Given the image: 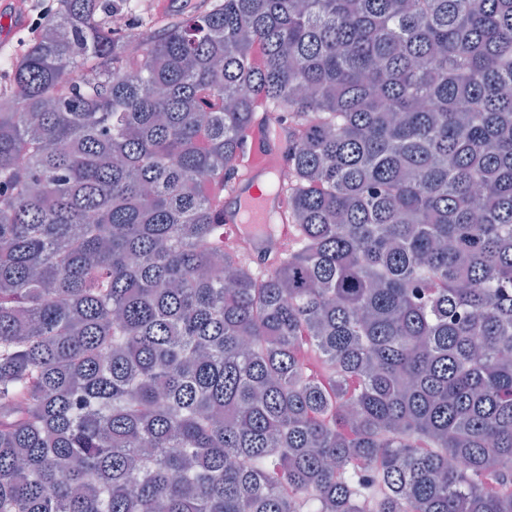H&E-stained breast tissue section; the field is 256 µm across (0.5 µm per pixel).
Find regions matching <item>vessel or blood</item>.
Masks as SVG:
<instances>
[{
  "label": "vessel or blood",
  "instance_id": "obj_1",
  "mask_svg": "<svg viewBox=\"0 0 512 512\" xmlns=\"http://www.w3.org/2000/svg\"><path fill=\"white\" fill-rule=\"evenodd\" d=\"M287 150L286 124L270 118L255 126L247 141L244 171L223 192L225 238L233 239L252 232L258 224H277L275 244H268L261 237L256 239L253 253L257 256L284 246L293 236L290 226L282 222L285 199L271 184L273 174L284 164Z\"/></svg>",
  "mask_w": 512,
  "mask_h": 512
}]
</instances>
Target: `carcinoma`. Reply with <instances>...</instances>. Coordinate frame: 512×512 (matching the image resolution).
<instances>
[{
  "instance_id": "obj_1",
  "label": "carcinoma",
  "mask_w": 512,
  "mask_h": 512,
  "mask_svg": "<svg viewBox=\"0 0 512 512\" xmlns=\"http://www.w3.org/2000/svg\"><path fill=\"white\" fill-rule=\"evenodd\" d=\"M116 10L0 65V512H512V0ZM260 108L270 268L217 218ZM138 2V12L134 18L131 30H140V22L152 19V32L157 36L165 29V23L172 17H183L192 14L199 8H196L201 0H188L181 4L175 12L171 7H162L161 2L164 0H135Z\"/></svg>"
}]
</instances>
